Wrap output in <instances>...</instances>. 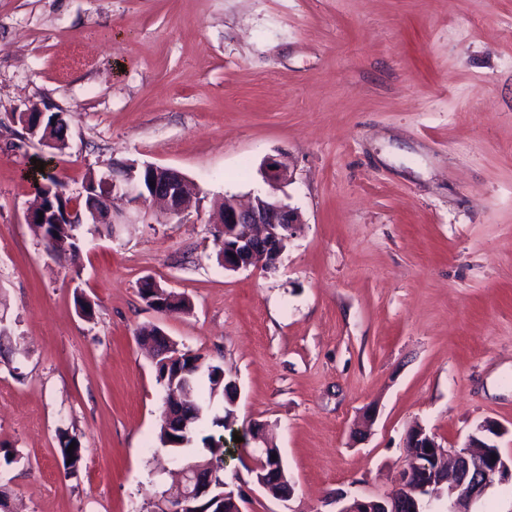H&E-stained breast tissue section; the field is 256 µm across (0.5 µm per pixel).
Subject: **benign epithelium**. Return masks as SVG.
<instances>
[{
  "label": "benign epithelium",
  "instance_id": "benign-epithelium-1",
  "mask_svg": "<svg viewBox=\"0 0 512 512\" xmlns=\"http://www.w3.org/2000/svg\"><path fill=\"white\" fill-rule=\"evenodd\" d=\"M265 175L268 182L278 186L291 180L290 167L271 158L266 162ZM102 206L92 209L98 220L114 224H130L140 215V207L147 201L163 204L169 214L181 216L193 206L184 174L177 169L150 163L126 161L112 165L101 181ZM125 200L127 211L111 209L114 197ZM223 207L215 209L213 223L216 224L218 257L224 269L239 271L256 264L266 271L278 267L284 249L280 243L296 237L303 228L300 214L290 205L274 196L257 197L247 205L232 199H223ZM59 224L85 223V216L71 201L55 213ZM166 345L151 343L154 366L170 370L178 369L177 375L185 383L190 382L191 372L181 368L183 359L173 352L174 342L165 338ZM502 432L492 421L477 427V434L469 436L460 448H446L435 435L420 428L417 437L406 438L408 452L406 466L400 472L394 488L383 498L348 497L339 494L333 500L334 512H426L424 504L434 495L435 482L424 480L419 487L410 490V482L430 468L447 471L444 482L448 483L450 502L448 512H472L471 505L484 495L494 479L512 481V458L503 457L497 439ZM184 477H193L192 486L181 483L174 497L162 496L157 503L160 512H212L214 477H202L191 465L181 469Z\"/></svg>",
  "mask_w": 512,
  "mask_h": 512
}]
</instances>
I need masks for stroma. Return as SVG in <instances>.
<instances>
[{"label":"stroma","mask_w":512,"mask_h":512,"mask_svg":"<svg viewBox=\"0 0 512 512\" xmlns=\"http://www.w3.org/2000/svg\"><path fill=\"white\" fill-rule=\"evenodd\" d=\"M33 106L65 117L64 153L26 133ZM271 157L293 170L276 189ZM40 158L72 193L115 162L172 167L199 202L82 225L59 261L26 221ZM271 194L301 233L277 270H224L215 202ZM148 277L190 310L151 309ZM0 324L12 512H150L176 492L202 443L159 441L144 326L222 364L237 430L278 448L286 502L225 435L242 512L385 496L417 424L460 447L495 421L512 456V0H0Z\"/></svg>","instance_id":"stroma-1"}]
</instances>
